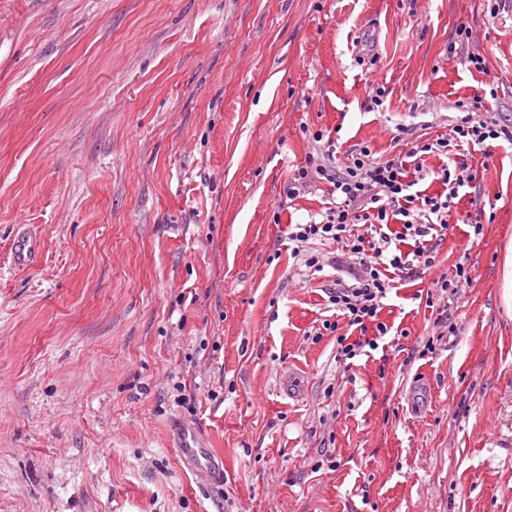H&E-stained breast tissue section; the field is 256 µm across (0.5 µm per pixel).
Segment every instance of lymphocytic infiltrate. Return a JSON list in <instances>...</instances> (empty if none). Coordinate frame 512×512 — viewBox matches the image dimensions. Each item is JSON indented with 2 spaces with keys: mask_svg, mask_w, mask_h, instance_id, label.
Listing matches in <instances>:
<instances>
[{
  "mask_svg": "<svg viewBox=\"0 0 512 512\" xmlns=\"http://www.w3.org/2000/svg\"><path fill=\"white\" fill-rule=\"evenodd\" d=\"M480 99H473L461 109L452 128L456 140L480 144L498 140L512 142V124L483 115ZM318 149L309 155L305 165L297 168L288 181V197L296 199L317 184H328L332 199L320 219L293 225L290 238L297 247L293 254L301 264L321 270L317 253L306 245L336 246L347 255L351 283H337L328 291V303L338 319L324 322V329L336 332V359L347 362L363 349H377L379 339L389 335L390 326L379 314L384 299L393 288V273L414 277L435 265L436 244L448 229V211L461 188L471 186L478 178L477 170L467 164L441 168L438 180L445 193L430 196L415 191V181L427 176L423 168L427 155L446 153L447 139L414 141L407 155L413 168L404 161H376L369 147H361L349 164L336 163V144L322 132L312 133ZM398 217L401 227L391 230L389 220ZM412 243L411 254H404L403 243ZM359 330L360 340L347 341L339 335V326Z\"/></svg>",
  "mask_w": 512,
  "mask_h": 512,
  "instance_id": "f902f5d3",
  "label": "lymphocytic infiltrate"
}]
</instances>
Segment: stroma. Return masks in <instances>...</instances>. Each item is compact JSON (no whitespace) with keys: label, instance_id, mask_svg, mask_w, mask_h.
<instances>
[{"label":"stroma","instance_id":"stroma-1","mask_svg":"<svg viewBox=\"0 0 512 512\" xmlns=\"http://www.w3.org/2000/svg\"><path fill=\"white\" fill-rule=\"evenodd\" d=\"M461 24L486 72L449 54ZM476 96L512 120V0H0V512H512V143L426 156L481 179L352 366L321 330L342 274L288 237L329 201L287 195L311 132L401 158ZM184 424L223 486L180 461ZM40 252V237L27 231L26 224L18 225L12 248L14 263L28 267L38 259Z\"/></svg>","mask_w":512,"mask_h":512}]
</instances>
